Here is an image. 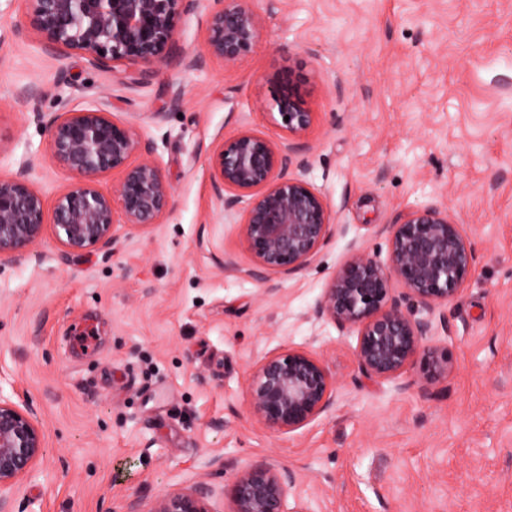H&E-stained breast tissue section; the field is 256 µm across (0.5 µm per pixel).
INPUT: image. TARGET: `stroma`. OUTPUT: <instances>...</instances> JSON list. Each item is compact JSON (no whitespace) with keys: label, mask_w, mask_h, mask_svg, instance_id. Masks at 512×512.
Returning a JSON list of instances; mask_svg holds the SVG:
<instances>
[{"label":"stroma","mask_w":512,"mask_h":512,"mask_svg":"<svg viewBox=\"0 0 512 512\" xmlns=\"http://www.w3.org/2000/svg\"><path fill=\"white\" fill-rule=\"evenodd\" d=\"M252 51L231 67L202 51L210 0L182 17L179 56L145 83L79 54L49 55L22 0H0V177L53 205L73 182L39 113L98 108L130 123L173 188L159 223L118 225L80 253L53 227L0 257V394L40 414L45 454L13 512H152L210 486L231 512L244 466L295 471L289 508L309 512H512V0H257ZM313 114L306 178L331 216L301 270L260 280L224 214L210 159L250 128L285 133L273 83ZM447 206L475 252L437 312L454 370L381 384L356 335L310 311L351 247L389 259L387 224ZM296 348L336 378L330 408L275 433L248 414L263 356Z\"/></svg>","instance_id":"stroma-1"}]
</instances>
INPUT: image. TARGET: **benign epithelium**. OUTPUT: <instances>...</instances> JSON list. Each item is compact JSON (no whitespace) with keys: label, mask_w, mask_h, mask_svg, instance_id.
Masks as SVG:
<instances>
[{"label":"benign epithelium","mask_w":512,"mask_h":512,"mask_svg":"<svg viewBox=\"0 0 512 512\" xmlns=\"http://www.w3.org/2000/svg\"><path fill=\"white\" fill-rule=\"evenodd\" d=\"M30 25L50 54L76 52L98 69L119 65L141 68L146 78L175 51L180 18L198 0H26ZM263 17L255 0H213L201 59L231 66L260 38ZM279 126L287 133L276 145L245 129L224 142L211 159L216 196L224 211H241L240 242L252 255L251 275L301 270L325 242L330 214L322 195L304 176L302 140L312 113L296 86L272 84ZM46 120L57 164L77 181L60 192L51 213L42 196L19 178H0V255L25 252L53 226L62 245L79 252L114 240L118 224H156L166 212L172 187L136 129L99 109L64 110ZM121 173L104 192L93 178ZM390 228L389 262L382 264L353 250L313 307L317 319L357 333L356 357L370 379L386 382L417 365L426 383L448 377L454 364L448 349L429 342L434 323L418 316L446 304L469 279L472 244L448 208L435 202L400 214ZM401 291L394 292L392 283ZM336 380L325 362L288 349L257 364L249 414L267 429L290 432L324 413ZM44 434L37 410L0 394V512L8 495L31 477L44 456ZM293 474L267 463L246 466L230 489L232 512H288ZM210 489L197 484L162 497L153 512H211Z\"/></svg>","instance_id":"benign-epithelium-1"}]
</instances>
